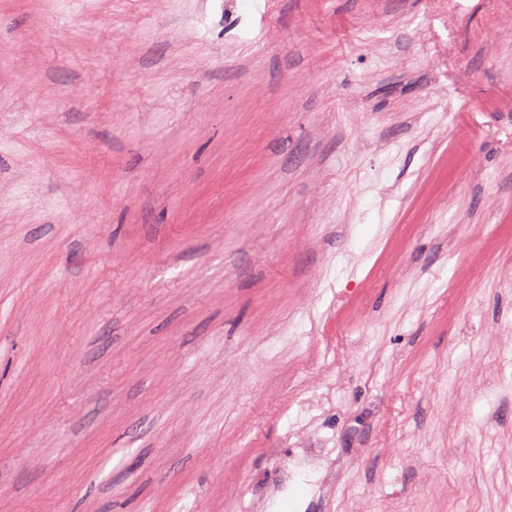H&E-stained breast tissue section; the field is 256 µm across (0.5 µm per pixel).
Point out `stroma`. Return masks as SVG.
<instances>
[{
    "instance_id": "obj_1",
    "label": "stroma",
    "mask_w": 512,
    "mask_h": 512,
    "mask_svg": "<svg viewBox=\"0 0 512 512\" xmlns=\"http://www.w3.org/2000/svg\"><path fill=\"white\" fill-rule=\"evenodd\" d=\"M451 4L0 0V512H512V0ZM305 465L313 470H323L322 478L315 484L313 492L318 495L327 491L326 475L336 469V460L332 458L328 448H298Z\"/></svg>"
}]
</instances>
